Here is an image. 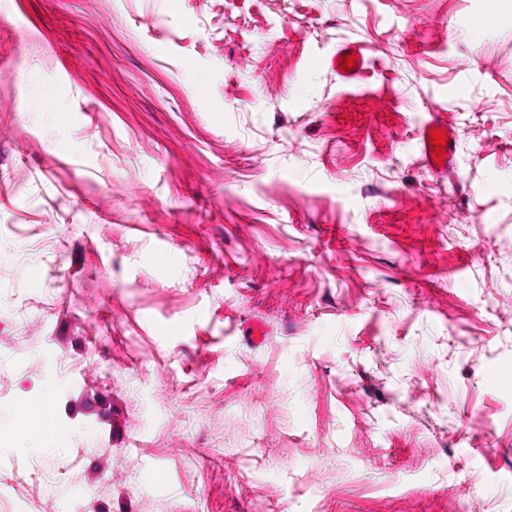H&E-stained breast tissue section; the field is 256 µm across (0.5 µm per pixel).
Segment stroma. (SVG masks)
Instances as JSON below:
<instances>
[{"label": "stroma", "instance_id": "obj_1", "mask_svg": "<svg viewBox=\"0 0 512 512\" xmlns=\"http://www.w3.org/2000/svg\"><path fill=\"white\" fill-rule=\"evenodd\" d=\"M482 2L0 0V512H512ZM431 131H440L446 136L444 145L445 152H442V157H439L437 154L432 156L435 145L430 147L429 137ZM422 144V157L426 167L434 173H446L456 149V141L453 138V132L448 125L446 117L437 115L432 117V119L425 124L422 134Z\"/></svg>", "mask_w": 512, "mask_h": 512}]
</instances>
